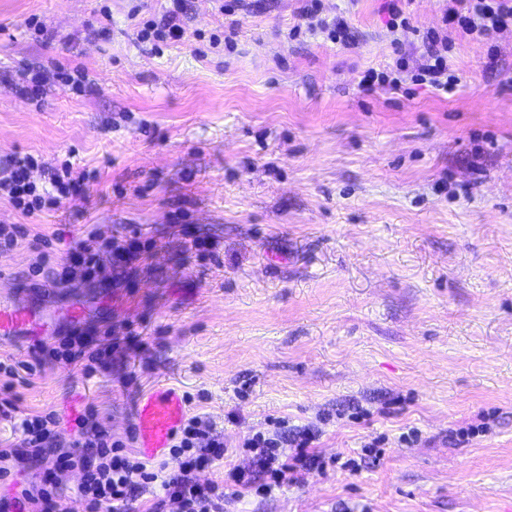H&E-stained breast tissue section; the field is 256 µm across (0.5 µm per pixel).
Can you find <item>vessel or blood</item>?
Masks as SVG:
<instances>
[{"label": "vessel or blood", "instance_id": "b4317fda", "mask_svg": "<svg viewBox=\"0 0 512 512\" xmlns=\"http://www.w3.org/2000/svg\"><path fill=\"white\" fill-rule=\"evenodd\" d=\"M33 313L0 300V340L17 336L31 325ZM186 412L185 402L171 388L161 387L144 398L136 410L138 446L155 455L168 448Z\"/></svg>", "mask_w": 512, "mask_h": 512}]
</instances>
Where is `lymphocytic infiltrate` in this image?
<instances>
[{"label": "lymphocytic infiltrate", "instance_id": "1", "mask_svg": "<svg viewBox=\"0 0 512 512\" xmlns=\"http://www.w3.org/2000/svg\"><path fill=\"white\" fill-rule=\"evenodd\" d=\"M170 2L162 22L144 21L139 31L141 42L149 44L151 53H162L164 47L183 36L184 0ZM298 16L300 21L289 30V37L319 34L332 43L351 46L346 20L323 16L320 0H301ZM443 22L444 29L419 33L424 51L415 71L407 70L404 59H396L385 71L367 70L360 82L362 90L397 91L411 80L448 93L458 82L448 62L453 41L485 42L512 26V0H448ZM36 164L34 156L25 155L0 168V196H7L23 214L50 211L62 200L83 197L86 173L74 172L67 164L53 169L48 186L41 188L29 178ZM107 254L124 266L140 257L137 249L117 246L112 239L93 232L55 270L53 285L64 286L103 269ZM31 355L30 362L18 366L0 364V374L6 378L5 394L0 397V421L9 422L14 434L13 440L0 444V484L14 488L13 494L0 495V512H62L58 474L65 470L82 474L76 495L85 512H133L140 492L148 488L155 491L150 512H224L228 500L248 494L266 497L275 490L302 483L306 474L326 471L324 460L314 448L315 433L305 429L291 434L285 423L278 421L271 431L244 440L241 463L230 468L224 478L200 481L198 471L223 460L225 445L210 420L194 414L185 418L170 448L171 455L182 460L180 471L165 473L163 468L150 466L129 452L125 442L113 440L93 409L77 417L69 434L63 432L54 412L21 411L19 399L12 393L14 382H28L49 360L68 364L83 361V373L89 376L98 359L89 343L75 332L51 343L36 342ZM287 440L296 449L291 460L282 452ZM35 463L42 468L39 480H20L19 472Z\"/></svg>", "mask_w": 512, "mask_h": 512}]
</instances>
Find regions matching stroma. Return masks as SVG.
<instances>
[{"mask_svg":"<svg viewBox=\"0 0 512 512\" xmlns=\"http://www.w3.org/2000/svg\"><path fill=\"white\" fill-rule=\"evenodd\" d=\"M321 3L353 48L289 39L296 0H253L231 52L208 41L229 22L218 0H190L159 55L129 15L168 0H0V161L34 155L40 186L66 162L92 176L32 217L1 197L0 225L58 263L95 226L145 251L63 287L28 242L0 251V292L83 305L57 331L102 351L93 376L51 361L15 392L67 431L94 407L121 441L162 386L230 446L272 418L318 430L326 475L227 512H512V27L456 42L453 93L367 94L366 69L399 51L416 66L442 0H413L397 35L384 0ZM60 63L92 92L20 93L21 71Z\"/></svg>","mask_w":512,"mask_h":512,"instance_id":"obj_1","label":"stroma"}]
</instances>
